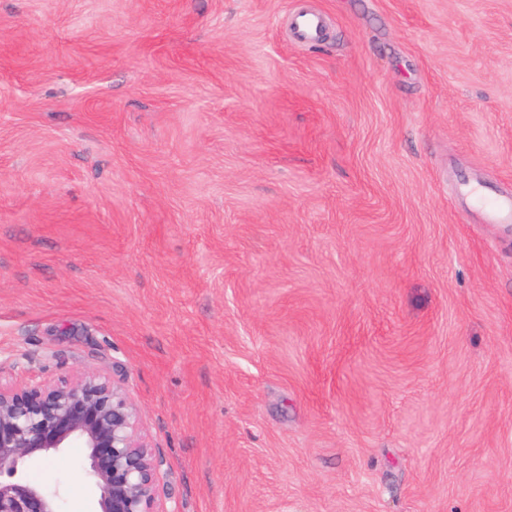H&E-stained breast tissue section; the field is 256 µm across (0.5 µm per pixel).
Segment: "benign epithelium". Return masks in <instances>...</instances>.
Wrapping results in <instances>:
<instances>
[{"instance_id":"7a95c632","label":"benign epithelium","mask_w":512,"mask_h":512,"mask_svg":"<svg viewBox=\"0 0 512 512\" xmlns=\"http://www.w3.org/2000/svg\"><path fill=\"white\" fill-rule=\"evenodd\" d=\"M85 449L99 512H167L158 464L137 412L106 374L84 372L37 385L0 382V512H59V494L18 476L32 457Z\"/></svg>"}]
</instances>
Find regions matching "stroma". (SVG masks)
Segmentation results:
<instances>
[{
    "mask_svg": "<svg viewBox=\"0 0 512 512\" xmlns=\"http://www.w3.org/2000/svg\"><path fill=\"white\" fill-rule=\"evenodd\" d=\"M295 2L0 0V380L113 378L168 512H512V0ZM322 16L306 8H299L292 14V27L296 37L305 42L318 41L322 32ZM492 224L512 223V197H485L477 201Z\"/></svg>",
    "mask_w": 512,
    "mask_h": 512,
    "instance_id": "35a3bbf8",
    "label": "stroma"
}]
</instances>
